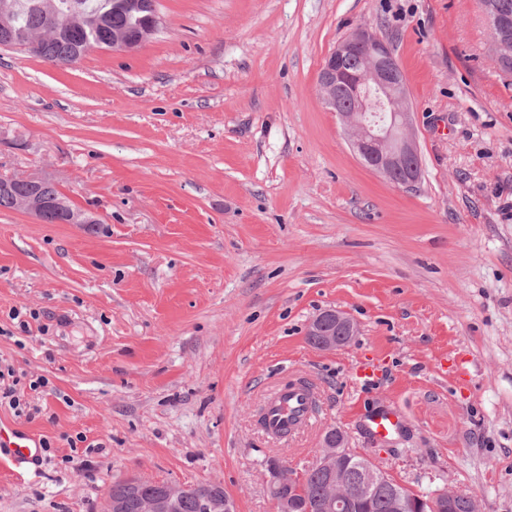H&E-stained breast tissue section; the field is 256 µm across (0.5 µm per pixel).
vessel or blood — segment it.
Returning a JSON list of instances; mask_svg holds the SVG:
<instances>
[{"mask_svg":"<svg viewBox=\"0 0 512 512\" xmlns=\"http://www.w3.org/2000/svg\"><path fill=\"white\" fill-rule=\"evenodd\" d=\"M263 414L268 435L285 438L306 428L314 417L306 392L291 381L270 391L265 398ZM400 420L395 411L370 414L365 419L368 434L376 439L397 432ZM34 441L30 435L16 428L0 425V464L18 466L33 459Z\"/></svg>","mask_w":512,"mask_h":512,"instance_id":"vessel-or-blood-1","label":"vessel or blood"}]
</instances>
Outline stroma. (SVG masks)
<instances>
[{"mask_svg": "<svg viewBox=\"0 0 512 512\" xmlns=\"http://www.w3.org/2000/svg\"><path fill=\"white\" fill-rule=\"evenodd\" d=\"M156 9L139 49L68 69L0 48V177L43 175L98 220L0 209V363L49 380L32 417L0 421L51 443L0 465V512H103L133 476L273 512L268 460L310 468L332 428L417 493L512 512V76L478 0ZM362 25L405 77L411 188L362 164L319 95ZM334 307L359 333L322 351L307 325ZM292 375L318 414L267 436L257 413ZM388 408L399 434L371 438Z\"/></svg>", "mask_w": 512, "mask_h": 512, "instance_id": "stroma-1", "label": "stroma"}]
</instances>
